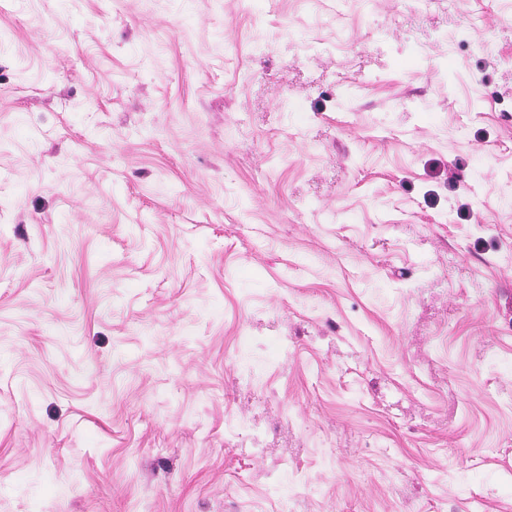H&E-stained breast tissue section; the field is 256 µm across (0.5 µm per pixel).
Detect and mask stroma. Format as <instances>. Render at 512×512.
Listing matches in <instances>:
<instances>
[{
	"mask_svg": "<svg viewBox=\"0 0 512 512\" xmlns=\"http://www.w3.org/2000/svg\"><path fill=\"white\" fill-rule=\"evenodd\" d=\"M0 512H512V0H0Z\"/></svg>",
	"mask_w": 512,
	"mask_h": 512,
	"instance_id": "1",
	"label": "stroma"
}]
</instances>
